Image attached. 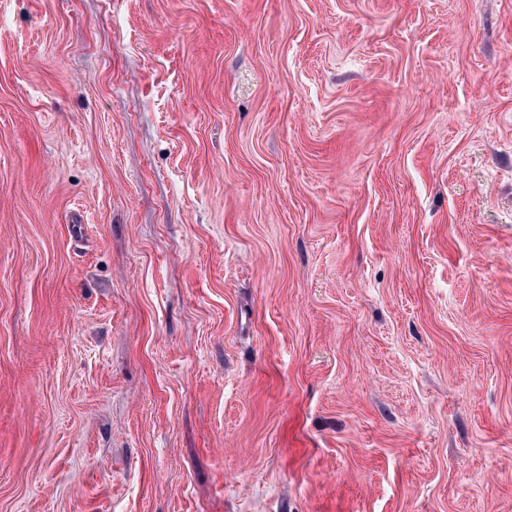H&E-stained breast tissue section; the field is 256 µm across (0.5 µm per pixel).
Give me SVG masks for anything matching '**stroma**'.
<instances>
[{"instance_id": "1", "label": "stroma", "mask_w": 512, "mask_h": 512, "mask_svg": "<svg viewBox=\"0 0 512 512\" xmlns=\"http://www.w3.org/2000/svg\"><path fill=\"white\" fill-rule=\"evenodd\" d=\"M0 512H512V0H0Z\"/></svg>"}]
</instances>
